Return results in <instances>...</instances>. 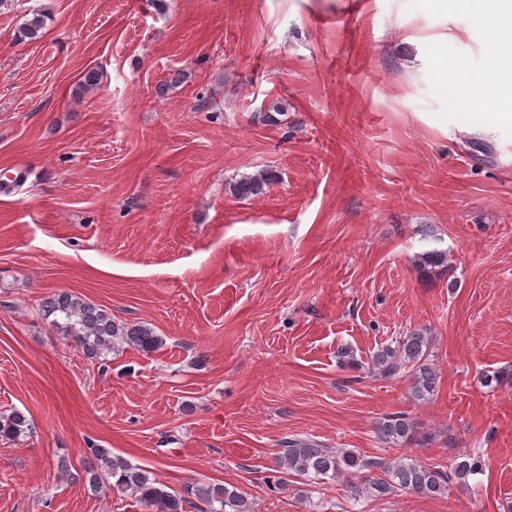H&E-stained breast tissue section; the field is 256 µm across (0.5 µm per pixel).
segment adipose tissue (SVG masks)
<instances>
[{
	"label": "adipose tissue",
	"mask_w": 512,
	"mask_h": 512,
	"mask_svg": "<svg viewBox=\"0 0 512 512\" xmlns=\"http://www.w3.org/2000/svg\"><path fill=\"white\" fill-rule=\"evenodd\" d=\"M498 51L483 71L470 73L449 66L442 76L439 93L448 100L449 111L465 110L469 131L486 127L488 121L512 123V88L505 87L502 74L512 65V32L498 40Z\"/></svg>",
	"instance_id": "ef3b65f1"
}]
</instances>
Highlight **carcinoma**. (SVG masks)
Wrapping results in <instances>:
<instances>
[{
	"label": "carcinoma",
	"instance_id": "cac0c4a2",
	"mask_svg": "<svg viewBox=\"0 0 512 512\" xmlns=\"http://www.w3.org/2000/svg\"><path fill=\"white\" fill-rule=\"evenodd\" d=\"M45 15L36 14L25 23L21 37L35 40L41 37ZM276 179L270 170L243 175L227 182L226 189L239 198L261 195ZM416 268L429 275L448 267L444 250H429L415 259ZM42 316L82 350L89 359L99 360L124 345L152 352L163 340L155 331L140 323H127L112 318V313L68 291H59L41 305ZM430 340L427 330L416 329L378 348L369 358L366 368L385 378L397 375L409 377L410 395L416 401L432 396L438 384V373L429 359ZM31 432L29 418L21 411L0 416V438L15 440ZM377 432L385 444L401 448L414 437V425L402 413L385 416ZM90 459L83 467V477L92 494L110 488L129 491L141 504L154 512H186L184 506L199 503L206 512H253L245 492L218 483H196L176 494L160 483L153 473L141 466L112 455L107 448L89 449ZM283 474L303 477L309 481L342 478L356 503L384 500L394 495L415 494L440 496L448 492L453 482L464 484L469 476L482 469L479 457L466 455L450 465H424L407 456L385 460L367 457L346 448H326L313 441L292 438L276 459Z\"/></svg>",
	"mask_w": 512,
	"mask_h": 512
}]
</instances>
